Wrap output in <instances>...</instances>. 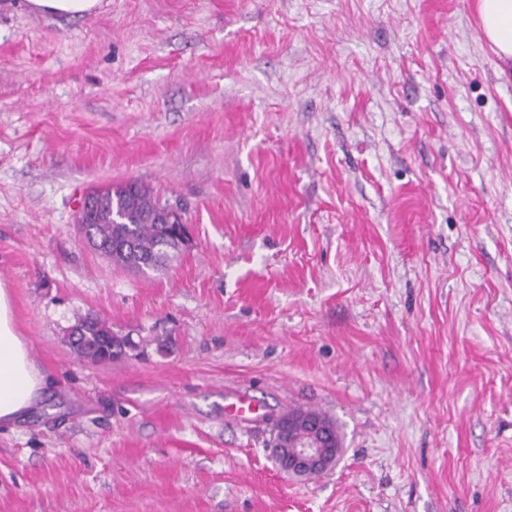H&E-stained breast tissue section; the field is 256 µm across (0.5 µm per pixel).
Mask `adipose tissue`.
Masks as SVG:
<instances>
[{"label":"adipose tissue","instance_id":"adipose-tissue-1","mask_svg":"<svg viewBox=\"0 0 512 512\" xmlns=\"http://www.w3.org/2000/svg\"><path fill=\"white\" fill-rule=\"evenodd\" d=\"M481 31L498 57L512 62V0H476ZM45 378L30 357L14 314L12 295L0 282V425L14 424L36 403Z\"/></svg>","mask_w":512,"mask_h":512}]
</instances>
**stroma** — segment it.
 Instances as JSON below:
<instances>
[{"mask_svg": "<svg viewBox=\"0 0 512 512\" xmlns=\"http://www.w3.org/2000/svg\"><path fill=\"white\" fill-rule=\"evenodd\" d=\"M135 179L191 233L145 275L75 224ZM0 282L46 378L0 512H512V71L475 0H0ZM80 315L132 348L78 358ZM291 407L339 429L318 478L271 459ZM28 11L40 15L66 18L82 17L94 13L101 0H25Z\"/></svg>", "mask_w": 512, "mask_h": 512, "instance_id": "stroma-1", "label": "stroma"}]
</instances>
